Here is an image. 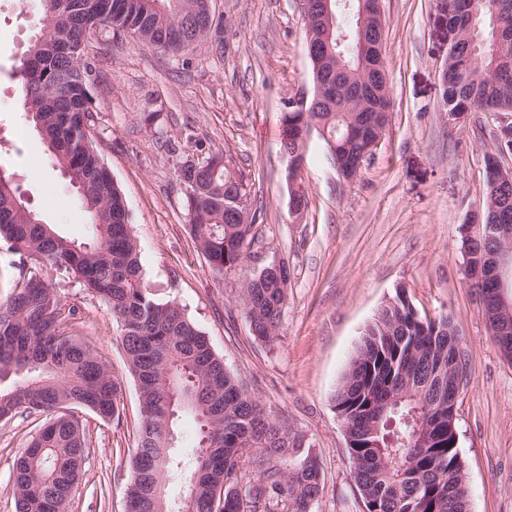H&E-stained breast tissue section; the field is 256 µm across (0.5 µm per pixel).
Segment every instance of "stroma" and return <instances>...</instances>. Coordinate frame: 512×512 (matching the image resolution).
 I'll use <instances>...</instances> for the list:
<instances>
[{
    "instance_id": "stroma-1",
    "label": "stroma",
    "mask_w": 512,
    "mask_h": 512,
    "mask_svg": "<svg viewBox=\"0 0 512 512\" xmlns=\"http://www.w3.org/2000/svg\"><path fill=\"white\" fill-rule=\"evenodd\" d=\"M382 6L392 100L386 135L348 181L311 131L301 216L289 210L281 138L289 104L313 93L302 0H211L221 38L178 53L97 30L86 53L96 145L125 196L145 286L160 301H177L266 413L304 435L319 457L325 490L312 512H362L332 397L366 329L401 289L421 316H453L469 359L456 425L470 512H512V362L490 338L462 253L485 205L486 155L512 167V152L499 153L497 143L512 112L449 119L439 83L449 46L444 0ZM41 17L39 0H0V165L44 223L80 241L88 217L31 128L15 76ZM217 150L241 170L261 213L250 258L223 275L195 247L176 173L180 162ZM275 259L287 263L290 279L269 345L252 336L239 291L245 276ZM61 296L79 311L68 332L119 382L122 414L115 422L80 411L89 454L68 512H125L138 389L122 331L82 284L66 283ZM46 420L41 413L0 420V512H15L14 462Z\"/></svg>"
}]
</instances>
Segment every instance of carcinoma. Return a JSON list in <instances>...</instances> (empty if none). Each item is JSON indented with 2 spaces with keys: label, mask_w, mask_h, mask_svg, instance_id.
Wrapping results in <instances>:
<instances>
[{
  "label": "carcinoma",
  "mask_w": 512,
  "mask_h": 512,
  "mask_svg": "<svg viewBox=\"0 0 512 512\" xmlns=\"http://www.w3.org/2000/svg\"><path fill=\"white\" fill-rule=\"evenodd\" d=\"M512 0H476L475 15L459 22L460 39L448 49V112H512V38L496 41L492 8ZM349 12L332 3L331 39L317 60L323 99L311 112L292 109L283 123L288 156L302 152L303 129L316 128L332 156L354 161L368 150L377 112L390 106L383 52L360 63L359 25L383 42L384 27L362 19L359 0ZM43 25L19 66L23 107L56 168L88 215L90 238L61 236L29 209L0 165V240L19 255L20 279L0 305V420L42 413L49 419L14 469L16 512H68L71 491L83 473L87 440L71 410L102 419L119 414V384L105 362L68 332L76 308L63 302L45 277L52 270L101 297L120 324L127 364L139 391L138 446L126 512H311L325 480L311 449L295 459L298 434L266 414L257 399L224 366L204 333L175 301L161 303L145 287L140 245L133 235L122 190L113 180L89 128L96 113L88 86L89 38L100 28L144 33L148 43L179 52L209 34L178 26L198 14L208 30L220 24L207 0H42ZM349 35L340 45L337 39ZM344 54L346 69L336 68ZM186 186V218L197 248L220 274L243 266L260 214L248 205V184L220 154L186 160L176 170ZM488 170L483 221L512 224V186L502 191ZM244 211L235 224L229 207ZM289 276L256 273L240 288L252 335L271 343L287 305ZM451 316L421 317L406 296L396 297L368 327L352 358L334 407L347 415L352 477L363 512H469L459 491L464 466L448 433V328ZM405 392L397 410L376 419L390 390ZM198 429L190 451L179 449L181 414ZM259 453L252 454L253 450ZM257 473L246 480L247 466ZM174 476L188 480L184 502L169 499Z\"/></svg>",
  "instance_id": "1"
}]
</instances>
